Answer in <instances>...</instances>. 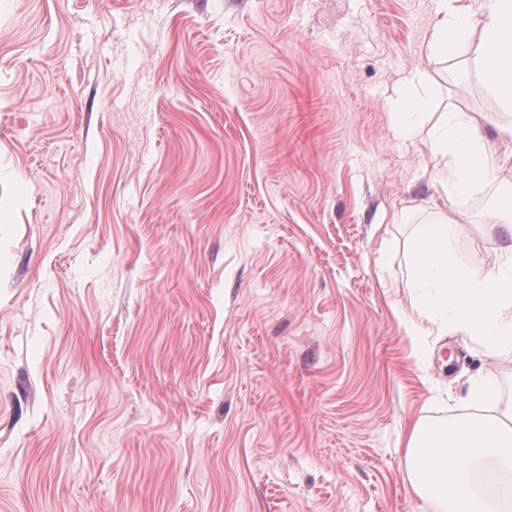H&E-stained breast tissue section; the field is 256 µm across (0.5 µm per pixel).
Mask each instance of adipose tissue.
<instances>
[{
    "mask_svg": "<svg viewBox=\"0 0 512 512\" xmlns=\"http://www.w3.org/2000/svg\"><path fill=\"white\" fill-rule=\"evenodd\" d=\"M426 57L416 76L421 91L405 105L404 133L416 131L415 117L431 103L434 76L455 57L468 34L479 37L477 64L500 105L512 111V0H437ZM482 115L454 108L427 133L436 193L454 200L483 191L507 160L490 147ZM490 225L506 233L493 263H455L451 242L456 226L436 209L414 225L409 239L407 286L418 294L416 324L427 334L488 340V354L512 349V211L493 213ZM476 412L443 427L409 423L404 430L402 467L406 480L436 512H512V405H501L499 387L488 374L472 377L464 396Z\"/></svg>",
    "mask_w": 512,
    "mask_h": 512,
    "instance_id": "1",
    "label": "adipose tissue"
}]
</instances>
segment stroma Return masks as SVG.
Returning a JSON list of instances; mask_svg holds the SVG:
<instances>
[{
    "label": "stroma",
    "mask_w": 512,
    "mask_h": 512,
    "mask_svg": "<svg viewBox=\"0 0 512 512\" xmlns=\"http://www.w3.org/2000/svg\"><path fill=\"white\" fill-rule=\"evenodd\" d=\"M434 0H0V512H434L403 427L485 359L411 322L423 202L502 243L392 118ZM433 110L512 114L450 60ZM429 355L418 360V348Z\"/></svg>",
    "instance_id": "obj_1"
}]
</instances>
